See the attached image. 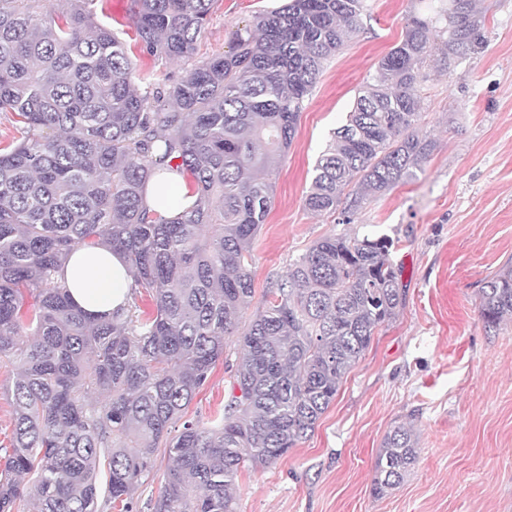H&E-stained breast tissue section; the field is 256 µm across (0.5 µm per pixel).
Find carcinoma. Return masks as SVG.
Segmentation results:
<instances>
[{
	"mask_svg": "<svg viewBox=\"0 0 512 512\" xmlns=\"http://www.w3.org/2000/svg\"><path fill=\"white\" fill-rule=\"evenodd\" d=\"M0 0V112L19 126L0 151V360L12 384L11 452L0 470V512H119L163 450L152 512H237L241 468H266L315 430L375 330L403 306L388 236L315 241L254 296L252 244L279 166L323 62L360 31L366 0H287L235 32L230 51L194 60L215 0H133L144 50L180 59L166 101L136 74L118 33L94 19V0ZM429 6L378 62L345 124L315 166L306 206L341 210L412 177L430 153L415 126L417 85L435 42L452 60L481 44L476 0ZM189 177L177 194L143 204L160 168ZM124 253L133 283L121 312L94 319L71 301L62 265L72 251ZM155 308L144 311L138 299ZM34 300L23 310L24 299ZM488 329L512 316V264L479 289ZM238 337L240 395L205 427L185 410ZM418 460L410 429L383 439L373 492L400 485ZM35 476L30 493L17 480Z\"/></svg>",
	"mask_w": 512,
	"mask_h": 512,
	"instance_id": "obj_1",
	"label": "carcinoma"
}]
</instances>
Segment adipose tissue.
Masks as SVG:
<instances>
[{
	"mask_svg": "<svg viewBox=\"0 0 512 512\" xmlns=\"http://www.w3.org/2000/svg\"><path fill=\"white\" fill-rule=\"evenodd\" d=\"M63 273L74 303L86 313L108 316L127 307L132 277L120 251L75 250Z\"/></svg>",
	"mask_w": 512,
	"mask_h": 512,
	"instance_id": "ef3b65f1",
	"label": "adipose tissue"
}]
</instances>
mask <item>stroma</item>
Segmentation results:
<instances>
[{
	"mask_svg": "<svg viewBox=\"0 0 512 512\" xmlns=\"http://www.w3.org/2000/svg\"><path fill=\"white\" fill-rule=\"evenodd\" d=\"M282 0H216L196 43L205 61L230 50L237 29ZM361 31L323 65L295 137L272 175L274 201L253 244L254 297L327 235L396 239L405 303L379 327L313 433L267 468H243L238 512H512V320L486 329L478 292L512 263V0H479L482 49L452 66L432 54L420 84L418 134L432 150L408 182L370 197L351 223L307 209L319 155L345 123L378 61L401 40L424 0H366ZM131 0H96L97 22L127 42L138 72L170 90L182 63L140 49ZM238 356L224 357L187 419L212 425L224 409ZM418 438L419 461L398 487L372 491L384 436Z\"/></svg>",
	"mask_w": 512,
	"mask_h": 512,
	"instance_id": "35a3bbf8",
	"label": "stroma"
}]
</instances>
